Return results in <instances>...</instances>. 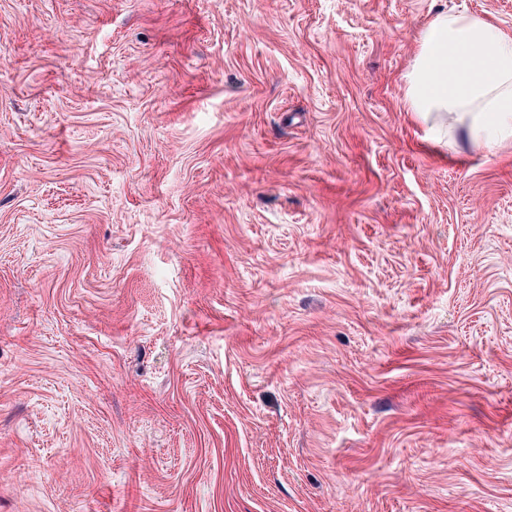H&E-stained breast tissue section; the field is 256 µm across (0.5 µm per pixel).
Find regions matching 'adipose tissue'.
Returning <instances> with one entry per match:
<instances>
[{
	"instance_id": "obj_1",
	"label": "adipose tissue",
	"mask_w": 512,
	"mask_h": 512,
	"mask_svg": "<svg viewBox=\"0 0 512 512\" xmlns=\"http://www.w3.org/2000/svg\"><path fill=\"white\" fill-rule=\"evenodd\" d=\"M404 108L441 148L512 142V37L495 23L451 8L414 32Z\"/></svg>"
}]
</instances>
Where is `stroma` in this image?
<instances>
[{"mask_svg":"<svg viewBox=\"0 0 512 512\" xmlns=\"http://www.w3.org/2000/svg\"><path fill=\"white\" fill-rule=\"evenodd\" d=\"M512 0H0V512H512V147L412 34Z\"/></svg>","mask_w":512,"mask_h":512,"instance_id":"1","label":"stroma"}]
</instances>
